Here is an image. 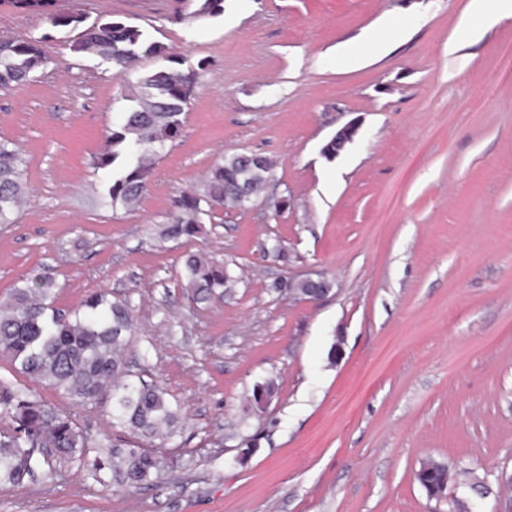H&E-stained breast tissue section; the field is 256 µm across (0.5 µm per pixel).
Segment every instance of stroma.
<instances>
[{
  "label": "stroma",
  "instance_id": "obj_1",
  "mask_svg": "<svg viewBox=\"0 0 512 512\" xmlns=\"http://www.w3.org/2000/svg\"><path fill=\"white\" fill-rule=\"evenodd\" d=\"M468 2L224 0L219 18L176 21L170 0H56L209 65L128 211L101 204L91 166L124 81L0 0V34L44 38L49 58L0 89V139L20 146L31 188L0 225V299L44 269L54 308L97 290L129 300L135 371L186 409L152 485L112 489L60 460L55 479L0 485V512H450L455 499L497 512L512 474V18L460 26ZM381 24L395 33L385 55L364 44ZM347 125L352 140L325 157ZM240 152L274 161L289 208L260 198L155 244L177 201ZM189 251L224 262L223 298L187 300ZM307 274L332 291L304 302L273 286ZM269 379L278 392L254 413ZM428 459L455 472L445 502L414 478Z\"/></svg>",
  "mask_w": 512,
  "mask_h": 512
}]
</instances>
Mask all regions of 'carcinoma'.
I'll list each match as a JSON object with an SVG mask.
<instances>
[{
    "label": "carcinoma",
    "mask_w": 512,
    "mask_h": 512,
    "mask_svg": "<svg viewBox=\"0 0 512 512\" xmlns=\"http://www.w3.org/2000/svg\"><path fill=\"white\" fill-rule=\"evenodd\" d=\"M14 6L40 12L49 33L40 38L0 44V87L30 81L47 63L43 49L51 32H76L70 51L92 55L112 65L123 78L142 58H156L158 68L139 74L122 96V120L107 133L92 158L104 177L101 200L112 208L135 209L154 175L166 143L182 129L188 95L199 83L205 64L192 65L169 51L143 27L127 22L62 13L53 0H12ZM183 19L224 15V0H174ZM25 160L17 145L0 140V224H14L22 200L30 193L23 178ZM273 168L266 156L253 162L239 153L215 163L200 188L181 197L159 233L162 240L190 238L206 218L226 207H238L242 186L259 190ZM184 293L194 303L207 302L231 287L224 264L204 253L183 260ZM55 278L39 272L0 301V356L30 381L58 393L52 403L0 384V484L20 486L36 470L52 477L56 459L76 461L99 481L120 488H139L157 478L168 458L156 451L177 436L183 413L157 383L130 373L127 352L136 322L128 300L96 291L73 311L52 309ZM104 407L120 435L97 436L81 424L79 411ZM104 452L90 457L88 449ZM449 471L446 464L426 460L415 472L419 484L436 490Z\"/></svg>",
    "instance_id": "cac0c4a2"
}]
</instances>
